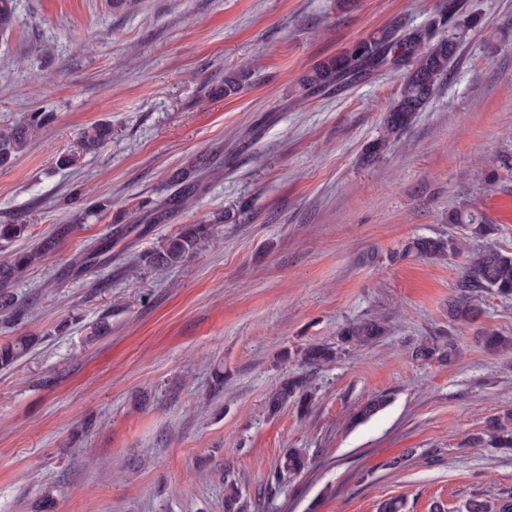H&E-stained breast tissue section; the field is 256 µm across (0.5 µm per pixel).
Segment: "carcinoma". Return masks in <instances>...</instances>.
I'll use <instances>...</instances> for the list:
<instances>
[{"instance_id": "obj_1", "label": "carcinoma", "mask_w": 512, "mask_h": 512, "mask_svg": "<svg viewBox=\"0 0 512 512\" xmlns=\"http://www.w3.org/2000/svg\"><path fill=\"white\" fill-rule=\"evenodd\" d=\"M463 0H442L440 9L429 21L411 29L402 18L392 19L374 35L356 42L350 49L329 57L314 66L299 85L304 96L317 92H330L339 87L356 83L365 75L382 69H390L402 75L399 93L389 106L383 123L382 134L366 148V155L375 158L382 155L390 143L412 124L417 113L424 110L440 82L448 75L451 64L471 26V18L465 15ZM15 17L14 0H0V31L11 29ZM249 79V72L238 69L225 73L223 94H238ZM53 113L40 109L28 112L15 125L0 131V166L11 162L13 157L26 148L33 134L50 123ZM112 138L108 123H94L83 132L84 149L92 152ZM207 157L195 158L187 167L173 171L170 182L176 193L150 214L153 223L165 221L183 205L198 186L195 174L209 168ZM448 223L457 224L463 234L456 238L418 236L404 244L392 257L405 258L417 255L427 259H441L447 255H465L456 281V294L448 303V323L465 325L482 315L480 298L493 294L512 297V252L490 247L467 246V240H476L495 234L496 225L486 222L483 215L463 205L448 213ZM25 224H0V242L12 243L23 237ZM72 231V225L61 224L52 235L45 238L40 247L33 250H15L0 262V281L7 282L23 272L40 258L41 252L53 249ZM205 230L191 226L170 237L138 256L137 265L151 267H177L199 253V243ZM110 250L105 242L94 252L76 257V263L84 269L97 264V259ZM24 309L6 289L0 290V317L9 321L21 319ZM387 327L379 319H367L346 324L338 331L336 342L313 344L301 351V361L309 369L330 365L342 355L376 343L386 334ZM32 339L19 336L11 343L0 345V368L13 365L28 349ZM417 361L438 359L450 362L457 355L453 339L442 343L427 339L416 343L411 352ZM314 393L305 375L288 376L280 382L268 399L269 410L278 411L293 403L301 413L309 412L314 404ZM489 431L496 434L497 445L512 449V412L504 420H495ZM308 454L304 448H289L277 464V473L298 474L307 467ZM240 494L237 485L228 482L224 492L225 512H240ZM467 512H512V501L492 506L481 499L472 500Z\"/></svg>"}]
</instances>
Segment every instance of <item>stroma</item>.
I'll return each instance as SVG.
<instances>
[{
  "instance_id": "1",
  "label": "stroma",
  "mask_w": 512,
  "mask_h": 512,
  "mask_svg": "<svg viewBox=\"0 0 512 512\" xmlns=\"http://www.w3.org/2000/svg\"><path fill=\"white\" fill-rule=\"evenodd\" d=\"M465 2L476 26L457 62L369 162L400 78L307 99L299 80L394 17L425 24L440 0H16L0 34V131L39 108L55 119L0 167V224L28 227L0 258L73 230L9 286L35 317L0 321V344L34 343L0 369V512L43 500L48 512H224L230 479L244 512H378L393 498L402 512H465L512 496V450L468 443L512 409V350L482 341L512 338V298L484 296L476 322L452 327L462 257L386 259L414 237L458 235L448 214L463 204L496 225L486 245L512 251V0ZM245 66L249 84L224 97L225 73ZM96 122L112 140L83 152ZM69 154L77 164L58 167ZM200 154L212 166L189 208L77 269ZM79 190L106 210L80 218ZM190 225L208 230L198 258L131 271ZM370 317L386 336L304 370L299 351ZM442 331L454 363L412 358ZM302 373L311 412L268 413L279 382ZM376 395L386 407L358 420ZM288 448L310 465L276 476Z\"/></svg>"
}]
</instances>
